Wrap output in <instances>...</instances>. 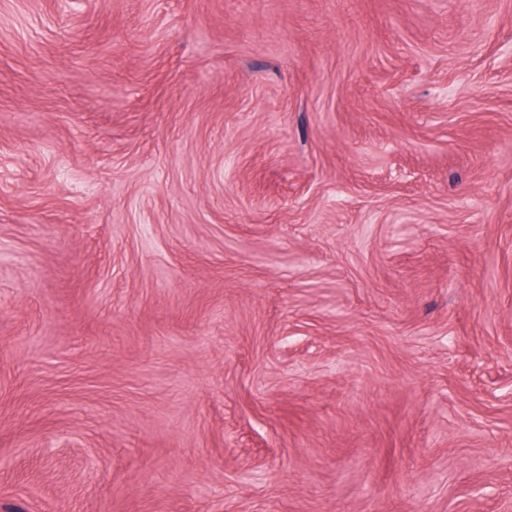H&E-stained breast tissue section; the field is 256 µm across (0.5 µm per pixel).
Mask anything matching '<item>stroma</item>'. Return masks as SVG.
<instances>
[{
    "instance_id": "obj_1",
    "label": "stroma",
    "mask_w": 512,
    "mask_h": 512,
    "mask_svg": "<svg viewBox=\"0 0 512 512\" xmlns=\"http://www.w3.org/2000/svg\"><path fill=\"white\" fill-rule=\"evenodd\" d=\"M0 512H512V0H0Z\"/></svg>"
}]
</instances>
